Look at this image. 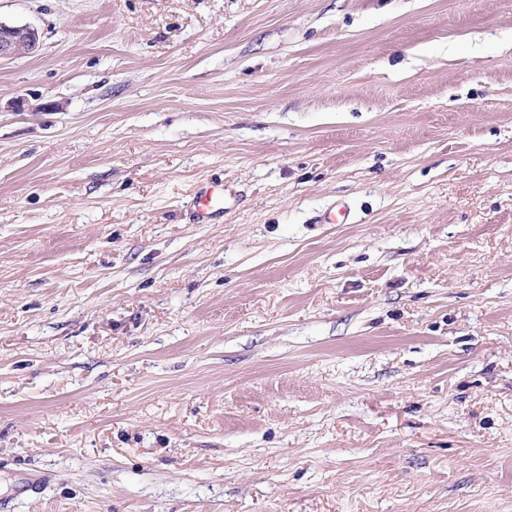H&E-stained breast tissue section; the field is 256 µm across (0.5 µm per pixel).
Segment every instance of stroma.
<instances>
[{
  "instance_id": "obj_1",
  "label": "stroma",
  "mask_w": 512,
  "mask_h": 512,
  "mask_svg": "<svg viewBox=\"0 0 512 512\" xmlns=\"http://www.w3.org/2000/svg\"><path fill=\"white\" fill-rule=\"evenodd\" d=\"M0 20V512H512V0ZM40 47L38 31L27 24H10L0 20V59H22ZM231 199L224 185L202 181L193 192V217L197 224H217L231 207H226Z\"/></svg>"
}]
</instances>
